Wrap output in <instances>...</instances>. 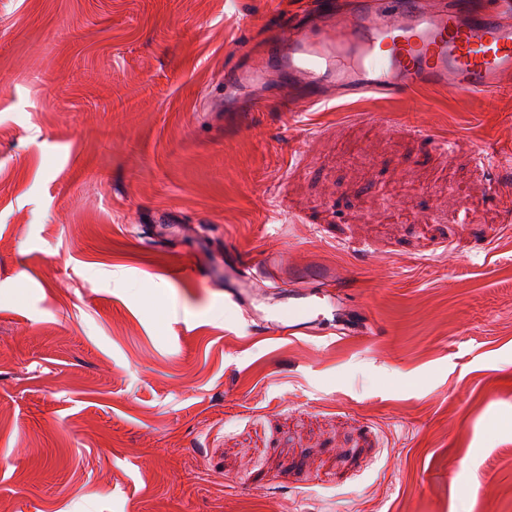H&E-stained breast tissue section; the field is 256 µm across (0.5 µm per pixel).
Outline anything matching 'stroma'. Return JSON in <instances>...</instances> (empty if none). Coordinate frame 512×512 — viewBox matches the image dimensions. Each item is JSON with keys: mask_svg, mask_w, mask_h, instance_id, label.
Masks as SVG:
<instances>
[{"mask_svg": "<svg viewBox=\"0 0 512 512\" xmlns=\"http://www.w3.org/2000/svg\"><path fill=\"white\" fill-rule=\"evenodd\" d=\"M318 0H0V512H512V75L215 117ZM354 276L258 334L189 258Z\"/></svg>", "mask_w": 512, "mask_h": 512, "instance_id": "35a3bbf8", "label": "stroma"}]
</instances>
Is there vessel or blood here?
Wrapping results in <instances>:
<instances>
[{"mask_svg": "<svg viewBox=\"0 0 512 512\" xmlns=\"http://www.w3.org/2000/svg\"><path fill=\"white\" fill-rule=\"evenodd\" d=\"M512 72V0L476 12L459 0H357L354 8L323 0L309 21L282 31L272 63L231 71L224 98L266 88L291 77L309 94L283 101L286 112H305L367 93L404 94L423 86H448L471 94L497 90ZM246 274L233 250L191 266L194 275L223 280L224 299L246 310L260 330L294 338L331 329L357 333L362 313L349 296L353 278L328 266L289 262L274 249Z\"/></svg>", "mask_w": 512, "mask_h": 512, "instance_id": "obj_1", "label": "vessel or blood"}]
</instances>
